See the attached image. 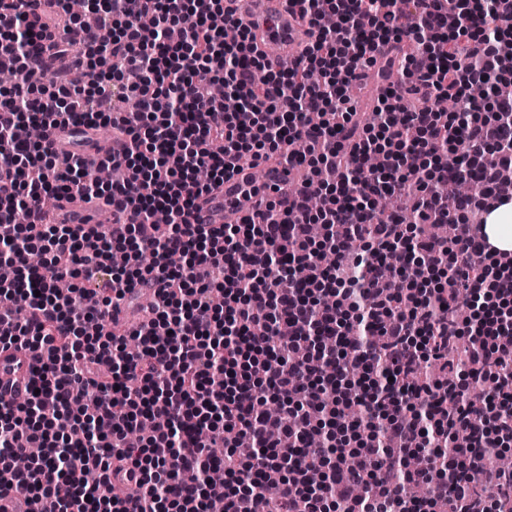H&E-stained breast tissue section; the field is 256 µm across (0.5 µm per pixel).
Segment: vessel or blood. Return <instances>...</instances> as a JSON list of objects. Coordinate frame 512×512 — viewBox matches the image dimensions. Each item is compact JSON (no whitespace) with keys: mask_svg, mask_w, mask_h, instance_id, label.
Segmentation results:
<instances>
[{"mask_svg":"<svg viewBox=\"0 0 512 512\" xmlns=\"http://www.w3.org/2000/svg\"><path fill=\"white\" fill-rule=\"evenodd\" d=\"M225 12L243 20L255 37L259 50H277L289 60H296L312 41V30L297 20L296 9L284 0H225ZM50 138L56 152L81 145L83 155L95 164L108 162L116 148L114 140L102 139L96 128L59 126ZM266 177L256 181L250 169H243L225 179L223 185L205 195L195 212L200 224H237L250 215L261 199L278 200L297 195L299 184L288 165L269 162ZM55 224H75L87 232H107L112 228V209L96 201L61 199L51 216ZM41 351L0 347V399L9 401L23 394L34 370L40 364Z\"/></svg>","mask_w":512,"mask_h":512,"instance_id":"1","label":"vessel or blood"}]
</instances>
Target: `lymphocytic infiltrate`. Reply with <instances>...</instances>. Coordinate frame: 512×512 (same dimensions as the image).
Segmentation results:
<instances>
[{"mask_svg": "<svg viewBox=\"0 0 512 512\" xmlns=\"http://www.w3.org/2000/svg\"><path fill=\"white\" fill-rule=\"evenodd\" d=\"M32 2L0 0V68L23 77L0 90V264L13 270L0 343L47 358L26 417L0 400V498L22 486L32 512H210L215 499L253 512L272 486L268 512H505L512 480L488 473L478 494L470 476L512 438V254L469 216L512 197L449 189L474 170L492 185L512 171V59L500 50L512 0H286L314 39L285 68L253 53L242 21L211 25L224 0H88L92 23L66 21L80 46L46 49ZM406 39L401 85L373 114L356 111L347 86L381 45ZM44 53L75 55L88 83L60 71L40 85ZM312 70L321 85L306 84ZM216 81L225 99L210 96ZM131 98L138 111H121ZM442 98L455 111H436ZM30 124L111 125L124 178L95 182L88 162L22 137ZM295 140L305 152L290 151ZM246 151L301 167L302 197L238 224L195 223L197 199ZM398 193L408 215L376 220L375 200ZM48 196L101 199L129 219L94 238L42 223ZM427 220L448 237L420 235ZM32 251L74 279L69 293ZM152 282L138 326L105 331L106 314ZM243 436L252 455L235 451ZM411 455L428 467L407 470ZM118 462L137 475L132 497L112 491ZM413 482L424 497L409 495Z\"/></svg>", "mask_w": 512, "mask_h": 512, "instance_id": "f902f5d3", "label": "lymphocytic infiltrate"}]
</instances>
